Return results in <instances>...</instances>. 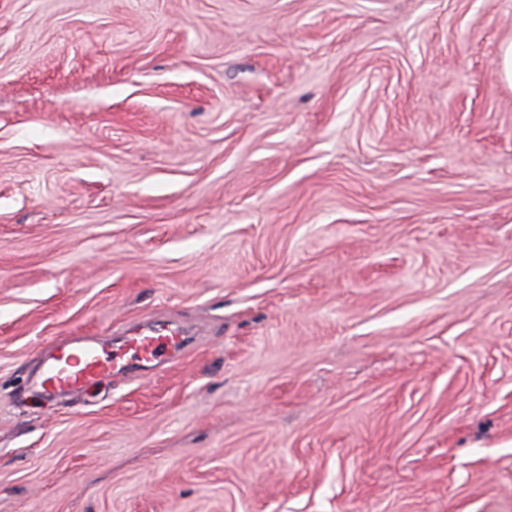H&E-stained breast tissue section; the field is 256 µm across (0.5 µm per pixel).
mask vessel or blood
Returning a JSON list of instances; mask_svg holds the SVG:
<instances>
[{"label":"vessel or blood","mask_w":512,"mask_h":512,"mask_svg":"<svg viewBox=\"0 0 512 512\" xmlns=\"http://www.w3.org/2000/svg\"><path fill=\"white\" fill-rule=\"evenodd\" d=\"M184 344L179 332L153 326L137 329L121 346L110 350L87 339L73 338L56 344L48 354L41 387L53 396L135 368L155 366L171 359Z\"/></svg>","instance_id":"vessel-or-blood-1"}]
</instances>
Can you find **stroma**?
I'll use <instances>...</instances> for the list:
<instances>
[{
	"instance_id": "1",
	"label": "stroma",
	"mask_w": 512,
	"mask_h": 512,
	"mask_svg": "<svg viewBox=\"0 0 512 512\" xmlns=\"http://www.w3.org/2000/svg\"><path fill=\"white\" fill-rule=\"evenodd\" d=\"M512 0H0V512H512ZM178 327L43 396L48 349Z\"/></svg>"
}]
</instances>
